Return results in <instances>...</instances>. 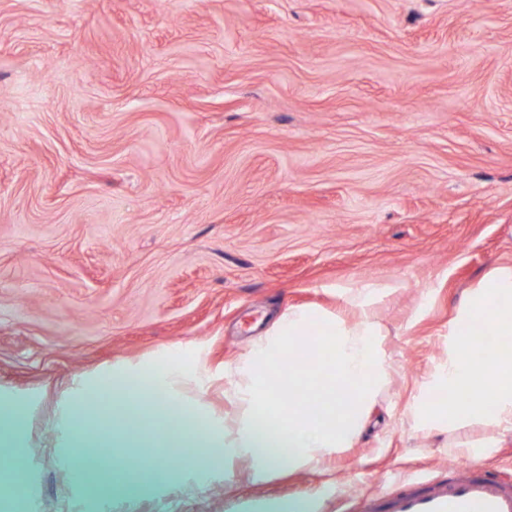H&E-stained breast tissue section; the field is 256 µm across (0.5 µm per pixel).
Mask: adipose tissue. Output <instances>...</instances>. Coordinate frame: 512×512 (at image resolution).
Returning a JSON list of instances; mask_svg holds the SVG:
<instances>
[{"label": "adipose tissue", "instance_id": "obj_1", "mask_svg": "<svg viewBox=\"0 0 512 512\" xmlns=\"http://www.w3.org/2000/svg\"><path fill=\"white\" fill-rule=\"evenodd\" d=\"M391 291L384 283L359 284L344 294L336 313L288 308L269 337L228 370L224 395L240 412L221 426L183 400L187 388H202L203 381L171 355L113 371L111 388L76 390L64 466L76 470L87 449L100 444L118 453L135 445V437L115 438L109 429L131 404L168 426L163 445L187 449L189 473L206 474L220 465L230 476L238 462L255 478L274 476L283 465L292 471L317 468L353 446L391 372L376 317L377 303Z\"/></svg>", "mask_w": 512, "mask_h": 512}]
</instances>
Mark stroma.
I'll use <instances>...</instances> for the list:
<instances>
[{
  "label": "stroma",
  "mask_w": 512,
  "mask_h": 512,
  "mask_svg": "<svg viewBox=\"0 0 512 512\" xmlns=\"http://www.w3.org/2000/svg\"><path fill=\"white\" fill-rule=\"evenodd\" d=\"M512 266V0H0V402L24 509L349 512L390 473L512 475V435L415 430L466 289ZM368 280L395 371L352 448L265 481L72 478L74 378L177 351L225 371L292 306Z\"/></svg>",
  "instance_id": "35a3bbf8"
}]
</instances>
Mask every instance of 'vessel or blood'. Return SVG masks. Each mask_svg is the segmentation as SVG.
I'll return each instance as SVG.
<instances>
[{
  "instance_id": "b4317fda",
  "label": "vessel or blood",
  "mask_w": 512,
  "mask_h": 512,
  "mask_svg": "<svg viewBox=\"0 0 512 512\" xmlns=\"http://www.w3.org/2000/svg\"><path fill=\"white\" fill-rule=\"evenodd\" d=\"M355 512H512V484L481 461L449 478L404 481L390 474Z\"/></svg>"
}]
</instances>
